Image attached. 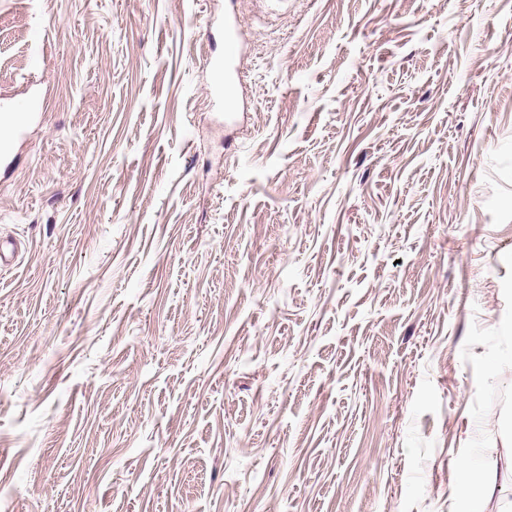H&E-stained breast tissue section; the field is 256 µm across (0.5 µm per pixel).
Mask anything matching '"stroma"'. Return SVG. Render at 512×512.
<instances>
[{"mask_svg": "<svg viewBox=\"0 0 512 512\" xmlns=\"http://www.w3.org/2000/svg\"><path fill=\"white\" fill-rule=\"evenodd\" d=\"M224 2L0 0V512H512V0ZM241 20L230 7L224 9V59H212L209 67L212 72V93L218 99L223 98L228 108L234 107L235 84L239 79L236 61L242 47ZM9 113H2L0 118L6 120L14 133L21 132L40 111L38 98L34 96L13 99L7 103Z\"/></svg>", "mask_w": 512, "mask_h": 512, "instance_id": "35a3bbf8", "label": "stroma"}]
</instances>
